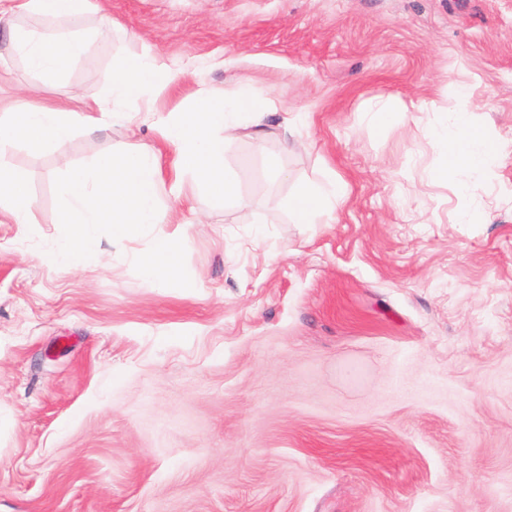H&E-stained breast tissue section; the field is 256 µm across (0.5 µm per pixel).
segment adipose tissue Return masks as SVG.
<instances>
[{"label":"adipose tissue","instance_id":"adipose-tissue-1","mask_svg":"<svg viewBox=\"0 0 512 512\" xmlns=\"http://www.w3.org/2000/svg\"><path fill=\"white\" fill-rule=\"evenodd\" d=\"M86 3L87 0H15V11L45 20L41 27L12 29L15 53L24 57L36 73L54 78L82 57L89 41L107 48L109 31L90 35L69 23L70 18L83 14ZM163 68L157 57L139 58L123 74L113 76L110 94L88 104L89 114L82 118L31 106L25 96L17 98L0 110V150L21 138L33 145H51L62 153L77 122H84L92 132L103 128L106 119L117 113L125 114L130 122L150 118L162 139L174 149L179 167L190 174L197 186L215 200L238 202L236 183L224 170V144L237 137L243 112H250L256 131H263L274 101H258L244 93L224 100L203 96L194 112L183 118L157 116L149 100L131 107V99L154 86ZM449 120L448 126L432 131L435 145L446 158L442 175L456 179L461 193L477 195L493 173L495 153L485 129L467 113H451ZM183 195L182 183L164 185L158 175L157 158L146 149L108 155L90 168L69 171L58 193L59 221L67 226L68 235L56 255L71 264H80L87 255L95 226L108 224L113 237L132 238L145 225L160 223L162 197L178 200ZM344 199V187L339 181L302 184L290 196L288 211L298 223L314 224L323 215L333 213ZM0 208L8 210L18 224L28 223L32 209V198L22 180L1 169ZM179 264V241L164 237L142 260L141 269L146 279L162 281L173 277Z\"/></svg>","mask_w":512,"mask_h":512}]
</instances>
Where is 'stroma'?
I'll return each mask as SVG.
<instances>
[{
	"instance_id": "stroma-1",
	"label": "stroma",
	"mask_w": 512,
	"mask_h": 512,
	"mask_svg": "<svg viewBox=\"0 0 512 512\" xmlns=\"http://www.w3.org/2000/svg\"><path fill=\"white\" fill-rule=\"evenodd\" d=\"M91 4L111 49L42 84L10 61V95L80 112L157 54L164 113L278 110L224 146L242 205L197 189L133 238L99 226L80 267L45 260L67 165L145 145L168 183L171 147L116 119L63 160L0 153L33 201L30 223L0 213V512H512V0ZM452 97L496 152L479 196L434 177ZM330 178L334 215L289 217ZM166 235L180 271L146 282ZM345 199L342 183L336 179L326 184H301L288 201V211L299 224H318L325 214L333 213Z\"/></svg>"
}]
</instances>
